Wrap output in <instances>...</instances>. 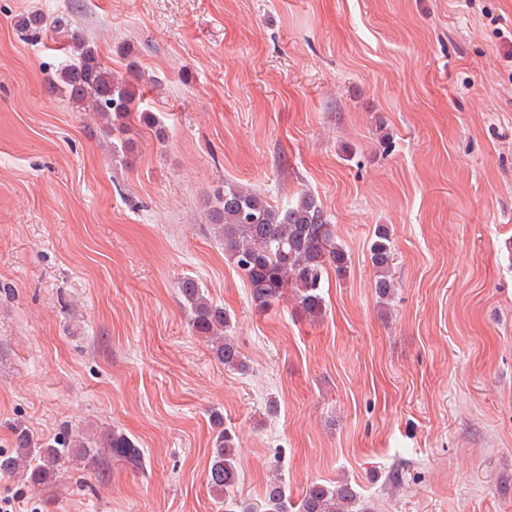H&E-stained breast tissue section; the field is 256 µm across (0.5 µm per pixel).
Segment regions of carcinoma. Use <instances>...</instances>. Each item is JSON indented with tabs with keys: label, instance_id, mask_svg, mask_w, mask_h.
Segmentation results:
<instances>
[{
	"label": "carcinoma",
	"instance_id": "cac0c4a2",
	"mask_svg": "<svg viewBox=\"0 0 512 512\" xmlns=\"http://www.w3.org/2000/svg\"><path fill=\"white\" fill-rule=\"evenodd\" d=\"M79 6V0H74L68 13L48 18L34 11L18 20L19 28L35 37L51 35L64 53L49 89L79 111L94 115L103 134L112 137L114 154L125 155L133 149L129 134L137 122L155 130L157 138H164V128L152 113L140 110L134 84L104 64L99 46L78 25L75 12ZM209 221L214 237L224 245V255L249 288L255 312L264 314L279 306L289 292L301 315L312 321L323 317L328 268H334L341 277L349 258L336 243L333 225L313 195L303 193L292 205L280 209L251 188L226 186L214 193ZM393 256L392 235L381 224L374 230L370 245L375 294L381 303L395 288ZM177 290L188 309L192 329L208 338L214 358L230 371L247 372L245 355L228 335L231 314L213 302L192 277L182 278ZM13 433L15 448L10 454H0V472L21 474L34 485L55 483L67 464L90 467L99 463L104 448L112 458L134 469L141 466L140 449L115 429L97 438L77 431L52 444L38 441L22 425L15 426ZM235 457L234 438L219 421L207 472L208 487L224 499L225 512H257L255 504L229 496L239 479ZM359 503L358 491L347 481L330 486L313 482L303 490L298 512H356ZM264 506L266 512H288L286 486L281 479L267 484Z\"/></svg>",
	"mask_w": 512,
	"mask_h": 512
}]
</instances>
